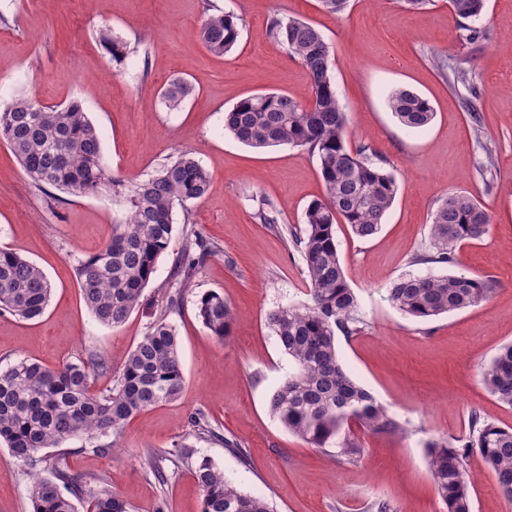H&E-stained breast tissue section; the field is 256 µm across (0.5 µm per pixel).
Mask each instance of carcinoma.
Listing matches in <instances>:
<instances>
[{
  "label": "carcinoma",
  "mask_w": 512,
  "mask_h": 512,
  "mask_svg": "<svg viewBox=\"0 0 512 512\" xmlns=\"http://www.w3.org/2000/svg\"><path fill=\"white\" fill-rule=\"evenodd\" d=\"M486 0H449L463 42L474 44L481 31L467 21L481 16ZM269 36L306 69L312 98L303 103L285 93L263 92L240 99L224 115V129L253 148L279 145L303 147L317 155L325 197L311 201L304 227L288 229L301 254L309 282L307 301L269 314V325L294 371L272 393L270 409L288 431L308 445L333 451L339 461L355 463L361 456L352 425L376 434L406 431L389 410L344 370L336 350V332L351 336L364 320L356 295L342 268L336 224L348 225L359 239L374 237L384 224L398 183L373 160L364 144L348 145L346 112L333 77L331 44L313 24L276 17ZM98 38L122 61L128 46L110 28ZM240 38L239 17L232 12L211 14L203 21L199 39L218 56L234 50ZM184 78L162 90L163 103L176 109L193 94ZM399 121L421 128L434 118L429 101L406 89L389 97ZM0 141L15 154L30 180L71 195L112 190L122 218L112 224L107 243L79 261L77 274L88 311L103 325L118 328L140 306L158 260L167 252L175 229L174 208L202 199L209 174L189 152L161 165L147 178L126 182L110 174L98 132L82 105L46 107L26 95L17 96L0 111ZM490 215L482 203L465 193L450 194L436 208L429 247L422 260L442 267L458 263L457 249L479 241L489 231ZM216 246L193 232L175 264L172 287L165 293V311L149 322L130 351L112 387L91 389L93 377L105 372L102 357L67 361L49 368L19 358L0 369V446L32 474V512H127L126 503L96 477L84 482L71 477L63 458L48 453L70 440L101 437L112 441L93 449L117 455L128 421L141 411L178 399L184 388L181 352L168 314L179 307L196 269ZM494 291L492 280L480 276L406 275L388 288L390 302L422 320L472 307ZM52 288L43 270L8 248L0 249V311L25 320L40 317ZM198 318L217 339L231 336L234 312L217 292L197 301ZM490 393L512 406V344L504 346L484 371ZM478 453L493 473L501 495L512 502V428L505 429L477 415L469 435L458 446L446 440L426 443V456L435 489L445 512H471V481L464 460ZM202 491L201 512H272L268 501L240 491L224 472L208 462L196 468Z\"/></svg>",
  "instance_id": "obj_1"
}]
</instances>
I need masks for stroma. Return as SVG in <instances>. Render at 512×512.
<instances>
[{"label": "stroma", "mask_w": 512, "mask_h": 512, "mask_svg": "<svg viewBox=\"0 0 512 512\" xmlns=\"http://www.w3.org/2000/svg\"><path fill=\"white\" fill-rule=\"evenodd\" d=\"M218 11L234 12L241 27L237 48L221 57L197 35L205 16ZM283 15L312 23L331 43L347 141L369 145L399 183L376 236L361 240L347 225L336 227L365 321L361 332L338 336L340 360L406 426L393 435L356 430L364 452L353 464L289 433L269 407L293 365L268 316L304 302L308 285L300 253L260 222L258 202L268 199L280 224L302 225L308 203L324 195L318 158L300 147L254 149L224 129L225 112L244 96L310 99L305 68L268 35L272 18ZM105 25L130 47L122 62L98 41ZM475 25L482 39L464 44L448 0L419 10L405 0H351L340 16L318 0H0V109L22 93L45 105L77 100L114 176L143 179L184 151L210 176L207 194L189 208L190 223L176 222L140 308L114 329L86 309L76 271L107 242L121 215L111 191L49 198L0 142V247L34 261L52 286L41 318L0 314V368L23 357L54 367L96 354L109 370L92 388L105 390L160 304L186 234L199 232L220 248L199 266L169 316L184 368L181 397L127 423L120 459L94 452L82 438L64 445L71 476L105 477L129 512H201L191 464L172 456L156 473L145 464L148 450L184 442L194 462L208 460L275 512H372L378 503L389 512H443L426 442L468 437L475 414L512 428V406L492 396L482 378L512 343V0H487ZM455 67L469 70L475 93L448 84L445 75ZM178 77L194 92L172 110L160 91ZM401 88L428 99L435 112L429 125L411 129L394 116L388 100ZM470 98L482 125L465 108ZM453 193L474 196L491 217L482 240L458 249L454 271L491 278L495 291L478 306L422 322L398 311L388 288L408 274H442V267L415 257L429 241L436 207ZM210 291L235 311L223 342L197 317L196 301ZM198 411L213 436L194 431L190 416ZM229 441L246 451V460L228 452ZM464 466L472 512H512L480 456H468ZM30 483L0 447V512H32Z\"/></svg>", "instance_id": "stroma-1"}]
</instances>
